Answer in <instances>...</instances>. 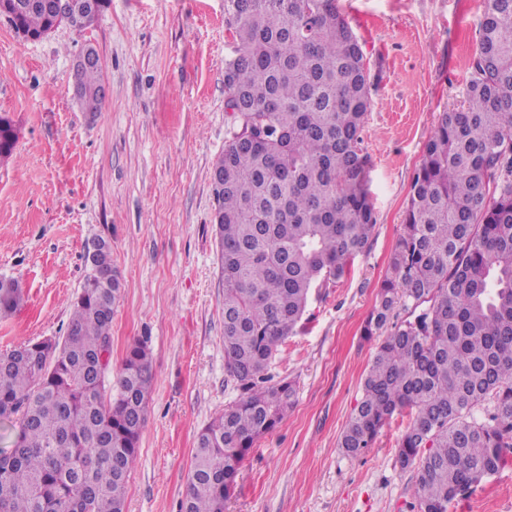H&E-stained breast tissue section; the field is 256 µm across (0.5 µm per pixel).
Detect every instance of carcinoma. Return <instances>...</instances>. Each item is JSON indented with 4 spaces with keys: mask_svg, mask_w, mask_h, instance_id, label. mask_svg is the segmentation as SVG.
Returning <instances> with one entry per match:
<instances>
[{
    "mask_svg": "<svg viewBox=\"0 0 512 512\" xmlns=\"http://www.w3.org/2000/svg\"><path fill=\"white\" fill-rule=\"evenodd\" d=\"M48 0H10L41 34ZM82 31L100 0H69ZM231 124L212 170L224 281V385L236 401L196 436L180 512H224L254 442L295 402L268 373L314 288L336 284L377 223L363 133L371 108L362 46L332 0H226ZM463 104L443 111L415 172L403 230L363 336L378 346L339 448L352 458L396 415L395 463L417 467L413 512H449L512 449V0H486ZM100 111L101 69L77 71ZM0 126V160L12 156ZM64 341L0 352V512H124L153 382L144 339L105 384L121 282L95 239ZM19 283L0 277V319Z\"/></svg>",
    "mask_w": 512,
    "mask_h": 512,
    "instance_id": "obj_1",
    "label": "carcinoma"
}]
</instances>
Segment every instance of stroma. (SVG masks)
<instances>
[{
  "label": "stroma",
  "mask_w": 512,
  "mask_h": 512,
  "mask_svg": "<svg viewBox=\"0 0 512 512\" xmlns=\"http://www.w3.org/2000/svg\"><path fill=\"white\" fill-rule=\"evenodd\" d=\"M363 45L372 105L363 134L377 223L336 286L313 290L270 364L296 401L248 451L224 512H410L415 469L395 464L398 416L357 458L339 438L376 351L363 324L401 230L425 142L469 79L483 10L469 0H336ZM101 61L97 115L73 97L86 48ZM224 0H110L83 31L19 39L0 18V116L17 131L0 161V277L22 299L0 350L67 334L96 238L112 244L121 296L114 382L128 346L149 340L154 374L125 512H179L197 433L232 403L224 386V284L212 166L230 114ZM450 512H512V451Z\"/></svg>",
  "instance_id": "1"
}]
</instances>
